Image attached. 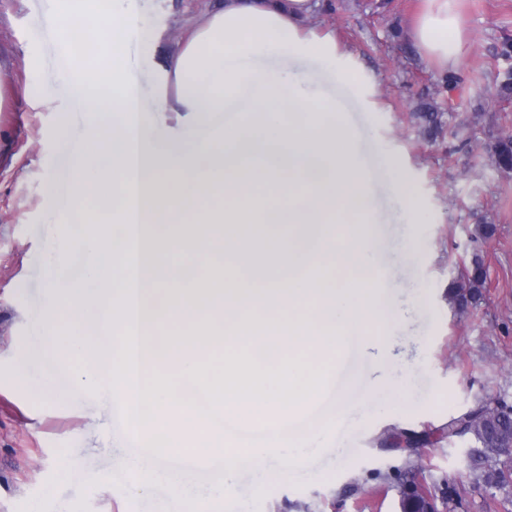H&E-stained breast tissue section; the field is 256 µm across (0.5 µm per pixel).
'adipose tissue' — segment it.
Segmentation results:
<instances>
[{
    "label": "adipose tissue",
    "instance_id": "1",
    "mask_svg": "<svg viewBox=\"0 0 512 512\" xmlns=\"http://www.w3.org/2000/svg\"><path fill=\"white\" fill-rule=\"evenodd\" d=\"M455 2L424 0L411 31L443 72L464 47ZM313 8V0H224L196 18L154 86L159 111L191 119L171 151L146 134L124 55L141 37L136 0L51 16L66 44L63 73L97 129L91 149L72 156L75 184L82 199L111 203L116 222L112 240H86L79 271L53 267L48 322L69 320L76 332L49 337L48 348L74 388L112 394L113 424L141 463L108 476L116 493L147 490L160 441H187L231 474L264 468L272 448L296 458L336 431L341 407L319 415L315 401L336 371V336L366 334L379 291L368 274V225H352L336 244L338 212L371 209L342 112L335 97L304 95L285 69L314 59L330 64L337 87L359 82L335 68L332 39L304 30ZM87 47L101 52L99 67L85 65ZM214 224L224 227L225 260L190 276L172 253H216L206 236ZM340 264L365 275L338 288ZM90 312L112 329L108 374L87 364ZM162 329L170 340L152 344Z\"/></svg>",
    "mask_w": 512,
    "mask_h": 512
}]
</instances>
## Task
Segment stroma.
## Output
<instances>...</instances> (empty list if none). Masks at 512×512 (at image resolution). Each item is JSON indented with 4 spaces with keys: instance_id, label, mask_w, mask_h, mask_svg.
<instances>
[{
    "instance_id": "35a3bbf8",
    "label": "stroma",
    "mask_w": 512,
    "mask_h": 512,
    "mask_svg": "<svg viewBox=\"0 0 512 512\" xmlns=\"http://www.w3.org/2000/svg\"><path fill=\"white\" fill-rule=\"evenodd\" d=\"M224 0H138L145 37L125 48L142 89L148 133L168 146L182 128L157 111L156 64L179 30ZM53 0H0V512H124L104 479L126 460L112 433V403L61 385L48 351L46 272L80 254L84 214L57 199L71 170L69 145L86 141L89 116L61 78ZM421 0H318L304 24L333 35L336 62L363 85L338 94L352 144L369 176L372 247L385 279L379 332L337 339V360L369 401L343 405L345 427L280 477L223 476L216 458L136 499L137 512H180L224 494V512H400L406 476L438 494V512H512V492L477 481L467 436L447 438L449 420L479 405H512V171L492 147L512 136V94L493 87L512 71V0H459L466 45L440 74L421 56L408 24ZM160 35L152 44V35ZM443 115L431 137L415 117L422 103ZM493 225L483 236L481 224ZM487 269L482 299L451 294L472 253ZM37 387L54 400L36 399Z\"/></svg>"
}]
</instances>
